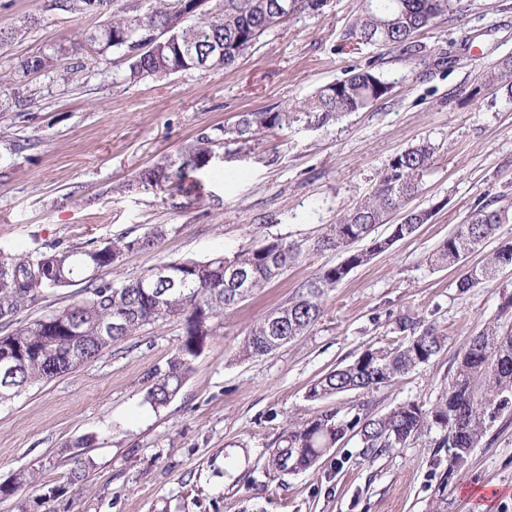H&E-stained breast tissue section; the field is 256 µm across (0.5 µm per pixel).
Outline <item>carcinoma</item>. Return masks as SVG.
<instances>
[{
	"label": "carcinoma",
	"instance_id": "1",
	"mask_svg": "<svg viewBox=\"0 0 512 512\" xmlns=\"http://www.w3.org/2000/svg\"><path fill=\"white\" fill-rule=\"evenodd\" d=\"M183 0H134L130 7L114 6V0H50L59 13L110 12V20L90 34L87 43L98 54L112 49L126 57L125 81L145 78L163 80L178 72L216 67L228 68L254 46L270 29L297 12L318 14L325 0H222L219 12L193 23L176 21ZM459 0H362L361 10L350 35L367 43L411 47L413 36L431 26ZM165 29L168 38L147 48L153 31ZM413 48V47H411ZM420 52L413 48L408 57ZM47 55L28 57L16 68V81L50 67ZM490 80L512 94V59L502 60L490 71ZM391 90L372 67H353L349 75L320 88L310 99L291 108L247 112L232 126L200 132L174 159L158 162L139 173L145 187L169 186L188 197L200 198L201 182L195 174L206 167L209 156L224 137L247 140L258 131L282 129L304 114L324 126L339 117L369 108ZM434 150L421 143L396 155L388 164L375 190L355 207L329 225L318 241L325 249L343 248L346 259L320 270L307 280L287 304L267 314L249 331L240 354L244 358L265 356L282 346L274 337L293 340L303 336L323 314V299L349 272L384 253L398 241L411 237L431 220L429 210L409 209L407 204L419 191L428 173ZM401 210V222L390 225L389 235L377 234V226L388 215ZM508 212L479 203L465 223L456 226L432 254L436 267L452 266L481 250L496 234ZM162 228L143 237H118L100 246L60 249L55 245L34 258L0 256V321L10 331L0 336V357L18 359L19 378L24 387L47 381L81 365L71 359L80 346L88 359L114 348L143 327L171 317H185V335L179 351L163 368L152 373L153 383L145 400L164 406L180 391L192 361L204 350L210 337L211 318L247 299L295 261L300 249L279 241L220 254L211 259L168 263L176 272L173 281H156L149 270L127 283L114 285L98 281L96 273L118 261L125 253L155 247ZM367 241L365 249L350 246ZM512 267V243L488 253L458 283L462 293L500 270ZM250 274V287L236 288L228 281L229 271ZM84 284L74 304L21 323L19 315L49 289ZM80 319L83 327L73 326ZM102 322L118 324L111 340L99 337ZM404 340L392 348H367L353 362L336 368L309 388L307 399L323 401L340 393L364 390L368 393L388 384L409 370L429 362L442 348V339L431 327L411 317L397 320ZM512 401V330L487 325L470 337L458 359L456 370L436 401L429 407L414 402L400 404L376 416L365 405L344 409L338 406L289 424L270 449L269 474L279 477L306 470L322 459L350 433L359 436L363 454L405 448L418 434L437 432L434 447L448 451V467L441 460L439 488L446 489L467 464L483 435L485 420L492 419ZM37 481L35 471L15 477L14 484L0 485V493L13 494L19 487Z\"/></svg>",
	"mask_w": 512,
	"mask_h": 512
}]
</instances>
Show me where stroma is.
Returning <instances> with one entry per match:
<instances>
[{
  "label": "stroma",
  "mask_w": 512,
  "mask_h": 512,
  "mask_svg": "<svg viewBox=\"0 0 512 512\" xmlns=\"http://www.w3.org/2000/svg\"><path fill=\"white\" fill-rule=\"evenodd\" d=\"M359 0H327L264 34L227 69L190 70L164 81L124 82L125 57L92 53L86 36L104 16L60 15L49 0H0V254L37 256L47 245L75 249L163 228L157 247L124 255L99 272L118 285L165 262L206 260L273 240L295 243L298 259L265 288L212 320L213 334L179 393L152 407L145 394L173 357L185 321L145 328L75 370L0 403V485L38 469L37 484L0 495V512H429L438 494L434 436L363 456L358 437L337 443L314 467L269 476V449L289 422L317 411L310 385L368 347L402 340L411 315L443 340L428 363L370 394L342 393L383 415L433 403L458 356L484 325L512 327V269L459 292L479 255L440 269L432 253L475 205L512 209V96L487 82L512 57V0H461L418 33L415 61L402 49L350 37ZM53 55L48 69L17 88L18 62ZM373 65L391 85L368 109L318 127L300 119L249 140H225L200 172L195 200L144 187L139 173L176 157L201 131L233 125L246 112L281 109ZM30 149L11 153L12 139ZM433 164L411 207L429 223L358 266L325 296L306 335L253 359L240 348L251 327L294 297L344 250L316 244L329 224L372 191L390 160L420 142ZM485 435L445 491L448 512H512V404L484 424ZM89 468L68 487L72 454ZM504 487L490 508L468 488ZM63 494L49 496L53 487Z\"/></svg>",
  "instance_id": "stroma-1"
}]
</instances>
